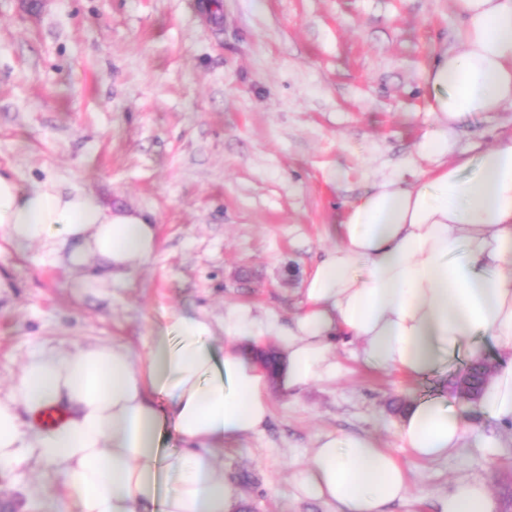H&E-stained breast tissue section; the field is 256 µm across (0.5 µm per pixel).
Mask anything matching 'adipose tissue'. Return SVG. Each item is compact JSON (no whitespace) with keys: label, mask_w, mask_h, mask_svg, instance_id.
<instances>
[{"label":"adipose tissue","mask_w":512,"mask_h":512,"mask_svg":"<svg viewBox=\"0 0 512 512\" xmlns=\"http://www.w3.org/2000/svg\"><path fill=\"white\" fill-rule=\"evenodd\" d=\"M452 45L422 68L434 126L416 144L436 169L405 181L394 173L346 202L336 243L303 283L288 326L244 305L224 312V334L175 315L172 331L148 337L145 355L98 343L70 350L33 347L0 399V470L36 461L62 476L56 512H240L243 494L217 450L259 433L272 408L269 376L252 346L273 338L288 391L337 378L338 347L364 365L418 377L447 359L467 365L499 350L469 407L512 425V135L476 155L459 151L454 127L512 110V0H453ZM0 233L20 246L61 238L80 285L126 282L156 253L150 214L112 210L91 191L0 174ZM100 276L87 274L90 265ZM167 406H156L155 394ZM58 409L42 426L37 413ZM471 426L453 404L410 400L396 426L402 447L422 460L462 448ZM174 432L183 444L166 454ZM336 512H387L409 494L407 473L373 437L322 435L298 481ZM437 512H497L482 482H456Z\"/></svg>","instance_id":"1"}]
</instances>
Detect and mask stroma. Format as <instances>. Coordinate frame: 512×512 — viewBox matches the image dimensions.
Here are the masks:
<instances>
[{
  "label": "stroma",
  "instance_id": "35a3bbf8",
  "mask_svg": "<svg viewBox=\"0 0 512 512\" xmlns=\"http://www.w3.org/2000/svg\"><path fill=\"white\" fill-rule=\"evenodd\" d=\"M0 0V171L52 180L151 213L158 251L123 287L84 292L67 248L0 235V398L27 350L115 340L145 354L176 313L221 324L229 304L287 324L336 242L344 204L396 171L436 168L419 72L453 36L451 0ZM512 133L476 116L458 149ZM343 374L271 392L265 430L226 445L242 512H330L294 479L318 435L360 433L394 451L411 492L390 512H434L459 479L512 512V429L420 460L395 436L399 400L435 397L463 363L419 381L340 354ZM57 479L0 475V512H54Z\"/></svg>",
  "mask_w": 512,
  "mask_h": 512
}]
</instances>
